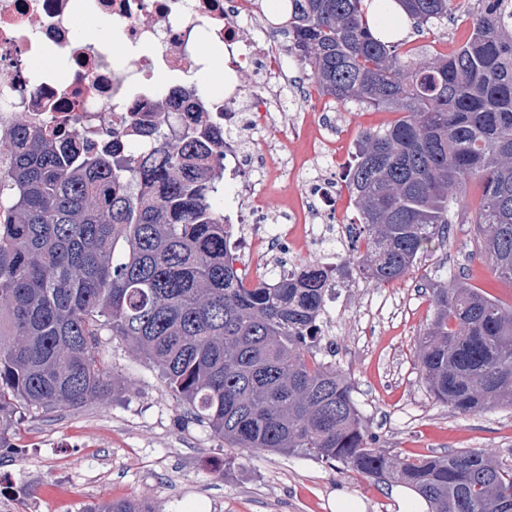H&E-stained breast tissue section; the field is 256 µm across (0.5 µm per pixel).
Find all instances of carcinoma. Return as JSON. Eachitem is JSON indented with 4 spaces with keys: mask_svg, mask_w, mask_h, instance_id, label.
<instances>
[{
    "mask_svg": "<svg viewBox=\"0 0 512 512\" xmlns=\"http://www.w3.org/2000/svg\"><path fill=\"white\" fill-rule=\"evenodd\" d=\"M373 0H283L288 52L320 95L399 117L363 132L343 175L357 218L330 270L298 266L249 285L211 165L217 126L138 127L112 148L18 122L0 135V445L22 406L52 412L105 396L103 331L129 341L192 419L237 448L302 454L400 483L431 512H512V466L485 450L393 460L353 386L317 358L339 274L381 288L444 248L457 197L483 185L474 247L512 283V0H465L468 40L416 62L373 32ZM420 29L458 0H397ZM416 365L456 414L512 406V306L442 270ZM95 512H155L114 501Z\"/></svg>",
    "mask_w": 512,
    "mask_h": 512,
    "instance_id": "obj_1",
    "label": "carcinoma"
}]
</instances>
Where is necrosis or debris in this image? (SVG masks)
<instances>
[{
    "label": "necrosis or debris",
    "instance_id": "necrosis-or-debris-1",
    "mask_svg": "<svg viewBox=\"0 0 512 512\" xmlns=\"http://www.w3.org/2000/svg\"><path fill=\"white\" fill-rule=\"evenodd\" d=\"M79 15L108 22L123 49L141 46L144 54L118 61L109 47L76 31ZM287 40L281 25L261 18L256 0H0V129L25 120L54 136L95 131L108 140L116 124L126 131L147 120H205L228 131L214 152L217 169L235 176L251 155L273 181L283 162L270 140L286 127L311 156L335 164V143L315 120L327 105L314 92L301 91L299 112L272 118L280 106L277 82ZM205 43L224 52L223 101L175 98L172 89L152 83L159 71L172 77L173 89L195 83L209 67L200 51ZM45 55L66 61V80L32 67V59ZM335 200V182H325L314 194L292 197L287 223L265 226L257 218L269 212L266 183L236 190L224 204V221L248 227L243 246L251 259L250 281L293 270L334 233Z\"/></svg>",
    "mask_w": 512,
    "mask_h": 512
}]
</instances>
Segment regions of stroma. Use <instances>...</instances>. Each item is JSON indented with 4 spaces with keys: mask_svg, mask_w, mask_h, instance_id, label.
I'll return each mask as SVG.
<instances>
[{
    "mask_svg": "<svg viewBox=\"0 0 512 512\" xmlns=\"http://www.w3.org/2000/svg\"><path fill=\"white\" fill-rule=\"evenodd\" d=\"M468 23H448L407 40L415 59L458 48ZM336 148L352 154L362 130L395 120L370 107L325 113ZM481 200L470 183L446 249L421 255L413 272L388 286L356 282L338 289L317 356L353 385L363 420L390 457L448 450H492L512 464V408L460 415L432 398L415 364L418 338L433 310L428 288L442 265L463 270L468 284L512 304V284L494 280L472 245L469 219ZM98 354L112 375L101 400L35 415L18 410L0 454V512H87L116 499L157 512H331L343 491L366 512H398L387 484L303 455L232 448L205 423L185 419L159 371L123 340L103 332Z\"/></svg>",
    "mask_w": 512,
    "mask_h": 512,
    "instance_id": "35a3bbf8",
    "label": "stroma"
}]
</instances>
